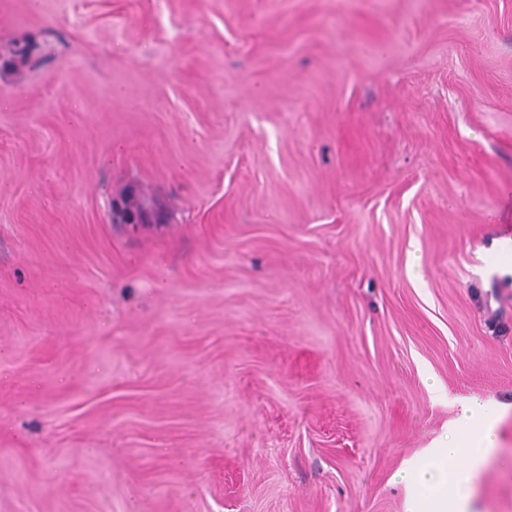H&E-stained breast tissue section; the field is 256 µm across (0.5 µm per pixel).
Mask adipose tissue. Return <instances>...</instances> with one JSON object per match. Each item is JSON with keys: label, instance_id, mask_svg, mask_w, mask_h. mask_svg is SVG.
I'll list each match as a JSON object with an SVG mask.
<instances>
[{"label": "adipose tissue", "instance_id": "ef3b65f1", "mask_svg": "<svg viewBox=\"0 0 512 512\" xmlns=\"http://www.w3.org/2000/svg\"><path fill=\"white\" fill-rule=\"evenodd\" d=\"M512 413V403L492 398H468L450 430L433 446L404 461L395 475L403 491L402 512H477L474 485L496 446L498 423ZM468 454L469 469L455 467Z\"/></svg>", "mask_w": 512, "mask_h": 512}]
</instances>
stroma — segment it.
I'll use <instances>...</instances> for the list:
<instances>
[{
	"mask_svg": "<svg viewBox=\"0 0 512 512\" xmlns=\"http://www.w3.org/2000/svg\"><path fill=\"white\" fill-rule=\"evenodd\" d=\"M505 224L512 0H0V512H402ZM134 198L135 189L128 187L126 201L119 196L113 199L112 219L114 224H121L126 228H135L138 224H143L148 218H160L161 214L156 209H137V206L132 204Z\"/></svg>",
	"mask_w": 512,
	"mask_h": 512,
	"instance_id": "35a3bbf8",
	"label": "stroma"
}]
</instances>
